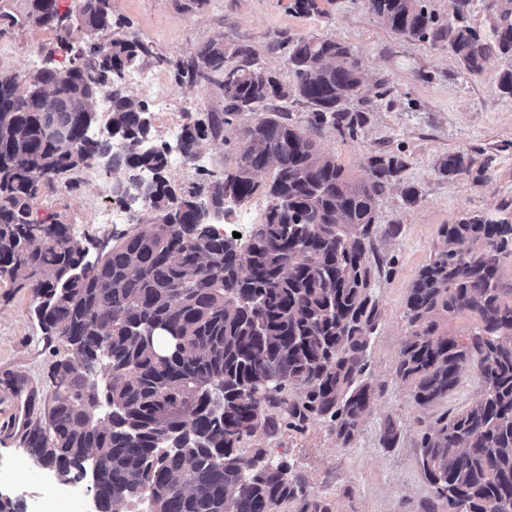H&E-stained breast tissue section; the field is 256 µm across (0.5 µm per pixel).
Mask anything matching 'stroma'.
<instances>
[{
	"instance_id": "stroma-1",
	"label": "stroma",
	"mask_w": 512,
	"mask_h": 512,
	"mask_svg": "<svg viewBox=\"0 0 512 512\" xmlns=\"http://www.w3.org/2000/svg\"><path fill=\"white\" fill-rule=\"evenodd\" d=\"M9 19H0V78L28 76L44 68L68 65L71 54L59 46V34L48 27L25 23L29 0H5ZM182 0H110L113 18L122 32L135 33L152 50L143 68L153 82L124 79L126 91L153 109L156 142L175 145L171 129L187 115L202 116L224 109V97L213 83L177 85L173 61L194 54L215 41L247 42L260 54L266 68L287 79L285 40L330 37L355 52L364 78L362 91L370 95L378 80L388 90L382 105L372 112L357 139L341 138L323 130L316 140L354 177H366L364 158L373 151L404 156L408 166L402 184L419 192L414 206L403 205L400 187L377 203V223H397L399 237L377 235L374 250L390 259L375 294L380 319L372 341L369 370L384 393L364 418L356 439L342 447L325 423L305 431L288 428L268 434L257 431L241 450L265 449L268 458H287L294 471L315 493L334 504L333 512H425L434 490L418 462L420 434L444 411H458L477 398L475 377L464 376L447 401L430 409L416 407L406 384L394 374L401 347L410 334L403 317L407 290L426 264L440 225L466 213H497L512 202V98L501 95L496 75L501 68L490 58L479 77L463 74L447 49L393 34L362 6L361 0H317V12L295 13L293 0H199L192 11ZM467 151L476 159L492 156V177L477 183L472 176L443 178L435 170L439 157ZM235 140L206 142L198 159L182 168L169 167L167 178L187 190L223 177L236 163ZM70 188L44 191L37 199L39 216H55L68 224L76 239L95 260L96 246L110 239L116 227L102 221L112 208L113 180L98 167L66 173ZM27 290L0 285V489L31 498L48 493L37 467L19 444L15 416L39 417L49 392L50 377L64 349L48 344L33 314ZM22 381L19 390L5 385L7 378ZM401 429L396 447L381 448L379 429L386 416Z\"/></svg>"
}]
</instances>
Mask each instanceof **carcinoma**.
I'll return each instance as SVG.
<instances>
[{"instance_id": "obj_1", "label": "carcinoma", "mask_w": 512, "mask_h": 512, "mask_svg": "<svg viewBox=\"0 0 512 512\" xmlns=\"http://www.w3.org/2000/svg\"><path fill=\"white\" fill-rule=\"evenodd\" d=\"M92 35L112 29L109 0H82ZM390 31L448 48L461 70L480 76L504 62L496 81L512 97V0H489L492 36L467 23L472 0H453L444 22L425 0H362ZM28 17L61 26L58 0H30ZM63 69L45 68L18 93L19 76L0 78V282L30 292L44 338L67 355L51 375L44 417L25 422L20 444L43 469L67 481L91 467L99 512H123L146 498L150 512H332L262 449L240 452L262 429L303 431L322 421L347 447L383 395L368 376L380 317L374 288L383 260H370L377 201L401 181L406 160L366 158L369 176L352 178L312 138L328 129L356 138L385 92L362 96L350 46L332 38L287 40L289 80L265 70L250 46L212 41L174 63L179 83L213 81L224 111L187 116L178 138L188 162L245 112L261 114L236 133L238 162L224 178L187 191L167 179L168 145L146 146L153 116L117 82L152 55L135 34L98 40ZM106 95L104 131L93 132V105ZM308 108L305 125L288 105ZM108 161L120 184L152 174L137 232L121 231L87 272L84 246L70 227L33 215L34 200L58 176ZM492 159L458 151L439 175L491 179ZM273 170L267 181L260 174ZM265 220L244 238L201 219L225 216L256 193ZM471 213L441 225L429 262L407 290L410 327L395 374L426 410L454 391L466 372L480 385L465 409L436 416L420 437L424 478L448 512H512V212ZM476 320L465 336L446 320ZM274 410L277 416L267 414ZM391 416L379 444L396 447Z\"/></svg>"}]
</instances>
